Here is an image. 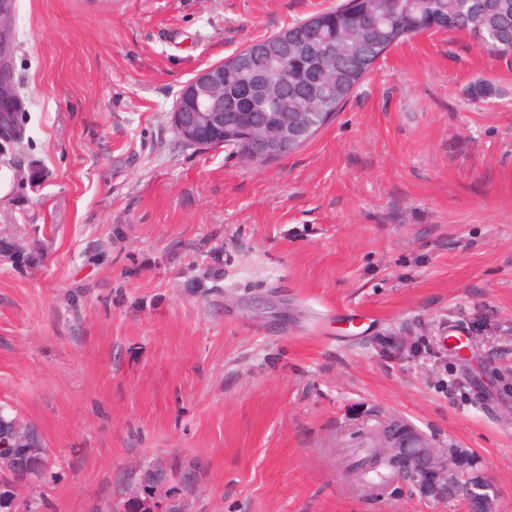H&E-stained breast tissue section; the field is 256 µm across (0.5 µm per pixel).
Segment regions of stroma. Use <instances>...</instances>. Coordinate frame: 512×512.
Returning a JSON list of instances; mask_svg holds the SVG:
<instances>
[{
	"label": "stroma",
	"mask_w": 512,
	"mask_h": 512,
	"mask_svg": "<svg viewBox=\"0 0 512 512\" xmlns=\"http://www.w3.org/2000/svg\"><path fill=\"white\" fill-rule=\"evenodd\" d=\"M340 2L13 0L0 404L48 448L42 512H135L150 466L190 512H461L347 473L390 416L512 512V55L401 39L264 165L172 125L196 73Z\"/></svg>",
	"instance_id": "1"
}]
</instances>
